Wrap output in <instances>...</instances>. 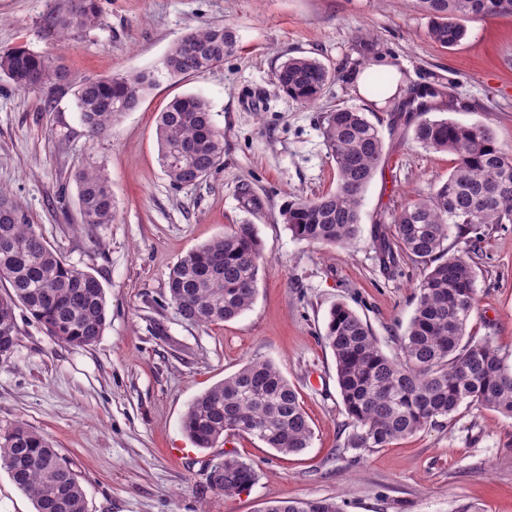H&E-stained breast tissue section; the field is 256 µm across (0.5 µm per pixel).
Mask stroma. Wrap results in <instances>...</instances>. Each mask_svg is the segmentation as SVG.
<instances>
[{
  "label": "stroma",
  "mask_w": 512,
  "mask_h": 512,
  "mask_svg": "<svg viewBox=\"0 0 512 512\" xmlns=\"http://www.w3.org/2000/svg\"><path fill=\"white\" fill-rule=\"evenodd\" d=\"M68 3L0 0V49L58 59L72 85L145 70L157 82L93 140L69 89L0 81V189L51 248L99 279L108 308L88 347L18 314L16 345L0 361V429L24 423L44 434L78 474L88 512H260L280 498H329L342 512H512V417L464 405L445 427L390 447H346L353 427L322 341L330 309L343 302L387 355L398 354L423 269L404 253L396 272L384 271L378 226L433 192L456 163L413 142L398 98L361 97L356 72L384 58L402 87L444 86L458 102L449 119L484 124L512 148V17L467 20L466 38L445 49L415 0H98L100 25L64 36L48 18ZM214 23L235 30L238 51L203 75L170 78L162 68L170 46ZM298 55L332 74L311 104L274 79ZM184 94L208 102L224 162L198 184L176 186L158 161L156 119ZM337 108L364 112L384 142L360 233L345 247L296 239L281 217L288 200L335 189L321 123ZM90 165L112 182V223L82 221L74 174ZM243 222L255 226L264 255L252 306L224 323L182 321L167 293L171 268ZM447 247L471 251L475 265L468 333L492 337L512 365V224L486 228L474 243L450 235ZM252 360L274 362L297 391L314 432L302 453L282 455L249 436L208 451L183 432L191 401ZM225 452L258 474L230 497L206 487L207 460Z\"/></svg>",
  "instance_id": "35a3bbf8"
}]
</instances>
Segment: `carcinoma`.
<instances>
[{"label": "carcinoma", "mask_w": 512, "mask_h": 512, "mask_svg": "<svg viewBox=\"0 0 512 512\" xmlns=\"http://www.w3.org/2000/svg\"><path fill=\"white\" fill-rule=\"evenodd\" d=\"M429 19L430 38L451 48L466 36L463 21L512 16V0H415ZM97 0H70L52 16L61 34L99 25ZM188 36L196 51L174 43L165 67L172 77L202 75L238 50L234 29L209 24ZM0 78L18 88L70 87L67 69L48 55L24 46L0 52ZM275 79L289 96L315 102L331 80L318 59L292 56ZM155 82L140 72L88 80L73 95L88 136L99 138L127 112L134 111ZM434 87L410 90L401 112L452 111ZM322 136L335 160L336 189L313 199L295 198L281 216L292 236L326 246L348 245L358 236L365 191L380 163L384 144L364 113L338 108L326 113ZM158 159L176 186L200 182L224 159V131L212 121L208 103L197 95L173 98L159 112ZM422 147L450 152L456 165L429 196L411 202L393 219L397 248L386 230L379 236L378 259L386 269L398 265V252L425 265L417 287L413 317L398 337L399 354L389 356L360 316L344 303L330 311L323 339L335 358L336 377L353 424L346 447L388 448L431 426L448 423L462 404L491 407L512 417V366L491 337L467 335L476 304V271L467 251L448 254L444 243L458 236L512 224V151L482 124L423 118L413 126ZM80 214L87 224L116 218L112 185L104 169L84 167L75 174ZM264 255L254 225L236 224L224 235L189 252L170 271L166 283L182 320L196 325L238 317L253 304ZM0 359L10 357L23 308L56 339L90 346L104 332L107 302L98 278L67 263L25 220L21 205L0 190ZM182 428L198 448H211L230 430L257 438L283 455L309 447L313 431L298 394L270 360H252L189 405ZM0 468L33 500L35 512H87L85 491L70 462L42 433L25 423L0 430ZM253 465L238 457L207 465V488L230 496L256 482ZM261 512H340L331 499H278Z\"/></svg>", "instance_id": "obj_1"}]
</instances>
